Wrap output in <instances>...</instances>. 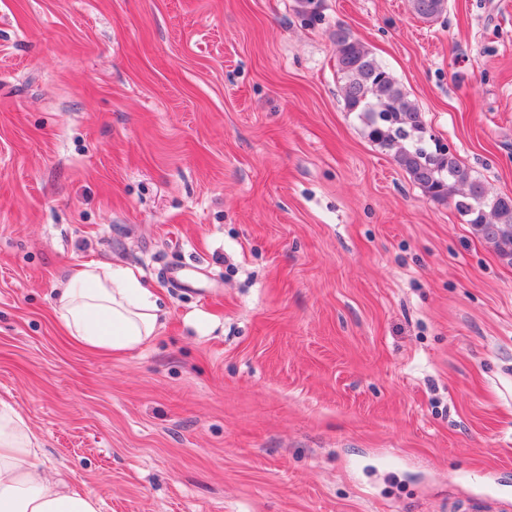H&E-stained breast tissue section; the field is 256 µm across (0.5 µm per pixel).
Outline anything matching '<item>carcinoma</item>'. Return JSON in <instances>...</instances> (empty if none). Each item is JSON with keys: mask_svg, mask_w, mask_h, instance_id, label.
I'll return each instance as SVG.
<instances>
[{"mask_svg": "<svg viewBox=\"0 0 512 512\" xmlns=\"http://www.w3.org/2000/svg\"><path fill=\"white\" fill-rule=\"evenodd\" d=\"M412 13L430 21L447 9V0H409ZM310 24L322 20L319 0H299ZM336 74L345 108L358 113L369 138L388 150L424 193L451 202L475 230L512 263V197L492 194L448 148L425 138L421 109L372 51L347 29H336Z\"/></svg>", "mask_w": 512, "mask_h": 512, "instance_id": "carcinoma-1", "label": "carcinoma"}]
</instances>
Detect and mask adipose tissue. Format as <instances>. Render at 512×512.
<instances>
[{
    "instance_id": "1",
    "label": "adipose tissue",
    "mask_w": 512,
    "mask_h": 512,
    "mask_svg": "<svg viewBox=\"0 0 512 512\" xmlns=\"http://www.w3.org/2000/svg\"><path fill=\"white\" fill-rule=\"evenodd\" d=\"M54 312L68 334L90 351L128 352L156 336L159 298L131 268L86 263L59 289ZM101 499L68 486L46 467L28 419L0 399V512H101Z\"/></svg>"
}]
</instances>
